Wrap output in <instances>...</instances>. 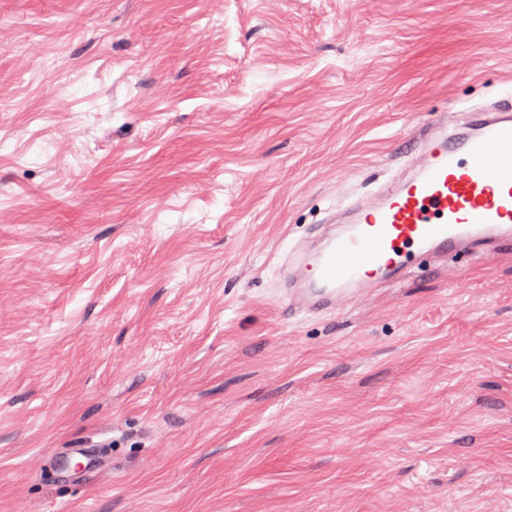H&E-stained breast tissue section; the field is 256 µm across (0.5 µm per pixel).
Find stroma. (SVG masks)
<instances>
[{
	"instance_id": "stroma-1",
	"label": "stroma",
	"mask_w": 512,
	"mask_h": 512,
	"mask_svg": "<svg viewBox=\"0 0 512 512\" xmlns=\"http://www.w3.org/2000/svg\"><path fill=\"white\" fill-rule=\"evenodd\" d=\"M499 93L512 0H0V512H512V244L275 293Z\"/></svg>"
}]
</instances>
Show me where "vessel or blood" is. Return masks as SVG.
Returning <instances> with one entry per match:
<instances>
[{
    "mask_svg": "<svg viewBox=\"0 0 512 512\" xmlns=\"http://www.w3.org/2000/svg\"><path fill=\"white\" fill-rule=\"evenodd\" d=\"M512 243V97L431 126L380 187L301 238L281 267L290 316L374 300L418 260Z\"/></svg>",
    "mask_w": 512,
    "mask_h": 512,
    "instance_id": "1",
    "label": "vessel or blood"
}]
</instances>
